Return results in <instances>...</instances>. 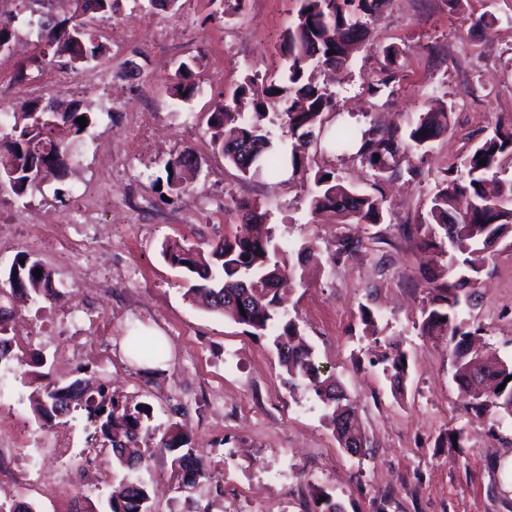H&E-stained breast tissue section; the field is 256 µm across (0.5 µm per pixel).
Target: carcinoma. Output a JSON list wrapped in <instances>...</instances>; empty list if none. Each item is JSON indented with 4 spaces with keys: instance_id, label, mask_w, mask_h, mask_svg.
I'll return each instance as SVG.
<instances>
[{
    "instance_id": "obj_1",
    "label": "carcinoma",
    "mask_w": 512,
    "mask_h": 512,
    "mask_svg": "<svg viewBox=\"0 0 512 512\" xmlns=\"http://www.w3.org/2000/svg\"><path fill=\"white\" fill-rule=\"evenodd\" d=\"M117 0H75L71 18L58 21L47 12L38 18L40 55L65 59L77 69L98 59L104 52L90 25V9L112 17ZM386 0H301L292 28L282 38L283 66L278 79L259 83L246 77L234 91L231 101L210 113L211 140L244 178L276 173L284 166L297 171L304 166L306 147L325 136L329 149L340 158H354L373 170L372 191L360 190L334 169H319L313 176L310 208L330 211L337 218L355 224L385 223L384 199L377 195L380 185L404 175L416 178L420 172L402 167V154L412 149L421 155L430 152L434 141L448 130L449 113L425 112L417 119L396 124L386 131L362 129L334 121L336 102L326 87L313 84L308 76L312 66L335 71L345 65L362 43L370 19ZM13 13L0 11V43L10 45L15 37ZM385 75L397 70L401 53L395 47L382 50ZM201 55L178 64L171 81L172 96L188 102L200 92L192 80ZM278 109L291 136L286 150L264 131L266 113ZM87 118L81 128L76 119ZM95 124L94 113L75 104L57 110L54 101L33 98L20 106L0 103V182L18 197L40 188L45 177L57 170L56 162L72 155L76 143ZM512 160V124L499 121L491 133L478 141L456 170L444 172L424 213L417 223L403 224L409 232L424 234V244L448 256L440 271L426 278L428 297L422 310L420 333L432 339L441 337L455 343L453 379L470 399V410L480 418L495 413L512 418V362L495 366L483 363L471 341L482 327L472 328L464 314L474 306L476 288L484 272L478 261L485 251L487 237L512 247V177L502 176L503 162ZM486 165H480V161ZM197 166L193 151L186 148L164 165L165 184L173 194L184 191L188 173ZM246 222L252 224L249 236H226L202 247L187 239L166 240L161 256L181 269L190 282L186 296L206 311L230 315L234 322L255 335L269 336L277 351L286 381L293 389L305 388L328 409L336 440L348 447L350 437L360 436L358 428L343 423L353 406L332 375H325L316 362L312 346L298 325L288 318L282 291L292 281L293 267L287 264L285 250L261 222L265 213L256 203L239 206ZM41 270L40 276L33 271ZM61 291L52 271L38 258L18 255L7 273L0 275V366H28L21 380L33 384L41 380L36 368L43 359H30L14 353L10 322L15 301L27 298L56 301ZM131 354L143 362H155L165 354L159 339L142 333L129 337ZM405 352L393 346L381 355L379 363L402 388L406 373ZM503 390H498L500 385ZM28 400L42 426L64 427L81 415L91 427L88 443L112 452V486L106 499V512H152L149 487L136 471L161 448L170 456V477L181 491L192 488L207 476L196 468L194 448L181 424L171 421L153 424V408L145 402H130L112 393L110 385L77 378L67 385L46 383L34 387ZM314 512H344L340 502L325 490L315 493ZM0 512H41L34 501L0 502Z\"/></svg>"
}]
</instances>
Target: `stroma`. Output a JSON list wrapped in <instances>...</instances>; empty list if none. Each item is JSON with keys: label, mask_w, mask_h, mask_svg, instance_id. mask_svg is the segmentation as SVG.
<instances>
[{"label": "stroma", "mask_w": 512, "mask_h": 512, "mask_svg": "<svg viewBox=\"0 0 512 512\" xmlns=\"http://www.w3.org/2000/svg\"><path fill=\"white\" fill-rule=\"evenodd\" d=\"M179 10L148 0H119L114 18H97L105 47L97 66L113 77L109 90L91 86L82 71L69 74L65 100L92 106L96 128L78 144L66 177L19 198L0 191L9 214L0 223V271L17 254L40 258L54 273L62 301L28 303L15 316L25 353L43 357L48 380L86 376L113 391L148 402L154 421L180 422L199 462L224 489L210 496L201 482L192 498L176 492L162 451L141 469L156 490L154 512H191L194 500L211 512H312L323 489L344 512H512V480L503 462L512 455V420L477 418L452 376L454 346L421 336L427 294L424 272L439 264L418 235L403 232L424 212L437 178L461 166L474 143L497 121L512 120V0H388L368 26L369 36L334 85L339 112L352 123L388 127L428 110L450 106L448 131L427 155L408 154L419 181L384 185L387 224H340L329 212L312 213L309 194L318 169L336 168L360 187L368 167L339 160L323 145L306 153L305 168L245 180L216 152L207 118L245 76L271 81L282 63L280 39L296 20L300 0H180ZM496 22L483 27V13ZM30 12L15 22L13 50L0 53V78H45L36 68L38 30ZM400 50L388 88L367 91L380 79L382 50ZM205 55L196 80L201 95L174 100L168 91L177 63L197 48ZM141 69L129 72L130 62ZM192 148L201 169L180 195L163 200L155 179L171 155ZM112 163L106 193L97 185ZM63 189L56 199L55 189ZM261 203L267 224L287 255L301 244L313 256L287 293L288 315L300 325L325 373L353 401L368 439L367 453L340 448L310 393H291L266 337L247 334L224 316L185 296L182 275L160 255L165 240L201 243L234 235L239 205ZM364 242L349 256L339 239ZM467 321L482 326L487 353L512 361V248L498 245L486 259ZM379 317L377 335L362 333L360 311ZM161 338L166 354L156 366L133 361L135 332ZM408 355L403 390L375 366L388 343ZM16 373L0 369V437L17 436L15 452L0 455L9 474L0 497L33 499L42 512H90L112 484L107 454L90 455L85 421L67 431L38 426ZM464 431V448L442 444L449 430Z\"/></svg>", "instance_id": "stroma-1"}]
</instances>
